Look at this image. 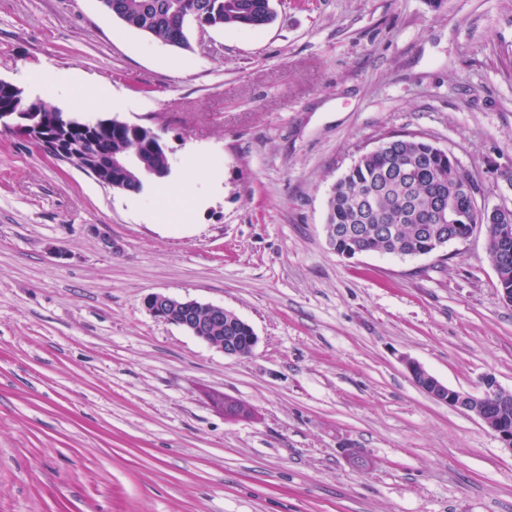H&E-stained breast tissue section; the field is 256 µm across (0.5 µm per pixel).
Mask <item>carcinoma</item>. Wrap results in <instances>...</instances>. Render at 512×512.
<instances>
[{"instance_id":"obj_1","label":"carcinoma","mask_w":512,"mask_h":512,"mask_svg":"<svg viewBox=\"0 0 512 512\" xmlns=\"http://www.w3.org/2000/svg\"><path fill=\"white\" fill-rule=\"evenodd\" d=\"M112 15L128 28L166 45L191 48L190 23L199 18L212 27L261 28L273 19L270 0H111ZM22 110L54 112L56 107L25 99L15 89ZM70 135L83 146L69 163L84 170L94 159L135 148L145 165L172 171L169 155L146 146V136L112 118L69 117ZM475 182L455 158L419 135H393L360 155L332 186L327 199L329 247L340 256L383 252L423 256L437 252L440 241L472 235L479 224L493 226L489 256L496 266L500 297H512V214L476 209L470 187ZM440 198L455 204L453 222L434 215Z\"/></svg>"}]
</instances>
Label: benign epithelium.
Here are the masks:
<instances>
[{
    "label": "benign epithelium",
    "instance_id": "1",
    "mask_svg": "<svg viewBox=\"0 0 512 512\" xmlns=\"http://www.w3.org/2000/svg\"><path fill=\"white\" fill-rule=\"evenodd\" d=\"M0 124L14 130L21 138L48 142L50 153L62 161L79 148L68 137L59 138L46 133L47 125L58 127L60 120H50L40 112H20L8 99L0 100ZM141 160V153L137 150L111 153L105 159L97 160L91 171L102 185L110 188L113 177L138 173ZM144 305L153 317L183 328L190 335L221 350L227 357L242 358L248 355L258 341L253 331L243 339L219 335L224 327V314L227 313L220 305L184 300L162 292L148 295ZM406 367L414 383L431 399L471 414L486 425L489 424L488 411L492 404L504 407L512 401V391L503 389L492 375L482 378V392L473 395L448 387L414 360H406Z\"/></svg>",
    "mask_w": 512,
    "mask_h": 512
}]
</instances>
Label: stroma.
Returning a JSON list of instances; mask_svg holds the SVG:
<instances>
[{"label":"stroma","instance_id":"stroma-1","mask_svg":"<svg viewBox=\"0 0 512 512\" xmlns=\"http://www.w3.org/2000/svg\"><path fill=\"white\" fill-rule=\"evenodd\" d=\"M271 5L185 51L99 0H0V78L27 99L155 130L170 182L209 161L194 210L0 132V512H512V452L405 366L512 390L485 226L425 256L346 258L325 232L332 186L391 135L512 210V0ZM154 292L233 311L251 354L155 319ZM205 164L206 159L203 158L202 156H199L195 153H188L184 161L182 182L178 185L165 184L162 187L163 194L167 195L168 193H171V191L176 189H185L189 185V183L193 181V177L196 171L199 170Z\"/></svg>","mask_w":512,"mask_h":512}]
</instances>
